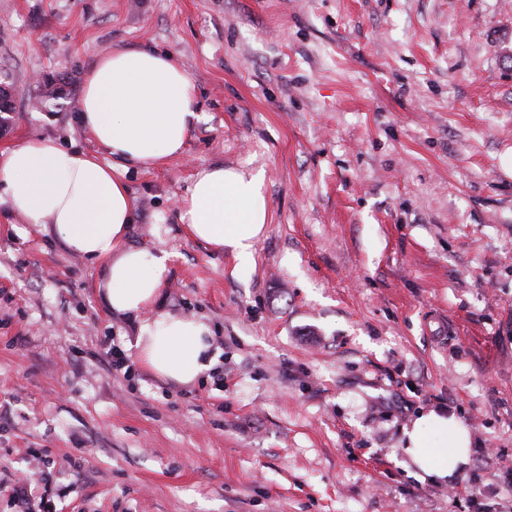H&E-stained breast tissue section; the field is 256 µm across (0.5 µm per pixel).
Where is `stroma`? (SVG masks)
Listing matches in <instances>:
<instances>
[{
    "instance_id": "obj_1",
    "label": "stroma",
    "mask_w": 512,
    "mask_h": 512,
    "mask_svg": "<svg viewBox=\"0 0 512 512\" xmlns=\"http://www.w3.org/2000/svg\"><path fill=\"white\" fill-rule=\"evenodd\" d=\"M176 55L202 116L124 173L156 311L205 319L197 384L135 358L100 267L0 205V512H495L512 499V0H0V151L77 122L103 52ZM64 76L37 104L31 76ZM264 170L246 275L194 239L200 168ZM124 354L114 371L106 347ZM472 435L477 500L403 467L421 410ZM30 500L13 496L21 481Z\"/></svg>"
}]
</instances>
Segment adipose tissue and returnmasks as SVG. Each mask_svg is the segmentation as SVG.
Here are the masks:
<instances>
[{"mask_svg": "<svg viewBox=\"0 0 512 512\" xmlns=\"http://www.w3.org/2000/svg\"><path fill=\"white\" fill-rule=\"evenodd\" d=\"M195 97L173 53L119 48L91 65L79 103L81 127L111 155V164L50 138L0 152V199L9 211L100 263L109 310L143 318L135 341L139 363L185 386L196 384L215 361L212 330L197 316L152 313L165 286L168 255L127 246L134 204L117 170L183 153L202 119ZM180 217L194 238L229 253L237 270L247 271L269 221L263 171L201 168ZM401 445L416 479L444 483L468 464L471 434L462 419L429 409L403 427Z\"/></svg>", "mask_w": 512, "mask_h": 512, "instance_id": "1", "label": "adipose tissue"}]
</instances>
